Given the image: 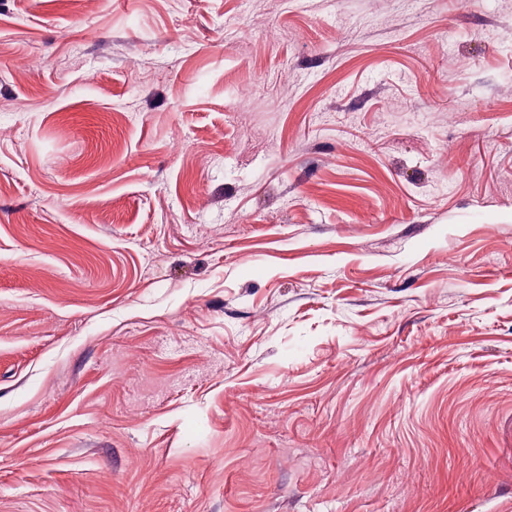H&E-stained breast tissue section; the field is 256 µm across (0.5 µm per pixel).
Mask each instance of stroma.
Instances as JSON below:
<instances>
[{
  "label": "stroma",
  "instance_id": "1",
  "mask_svg": "<svg viewBox=\"0 0 512 512\" xmlns=\"http://www.w3.org/2000/svg\"><path fill=\"white\" fill-rule=\"evenodd\" d=\"M0 512H512V0H0Z\"/></svg>",
  "mask_w": 512,
  "mask_h": 512
}]
</instances>
